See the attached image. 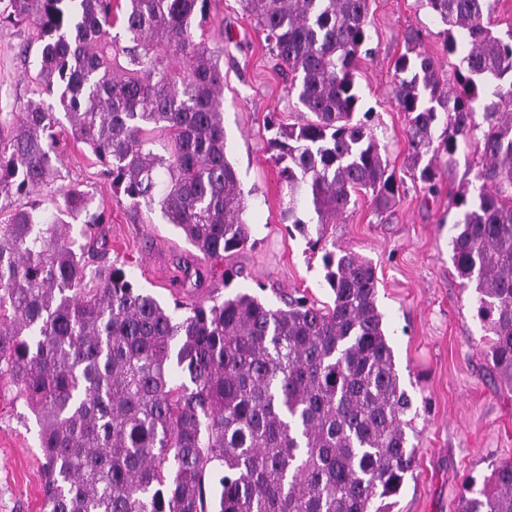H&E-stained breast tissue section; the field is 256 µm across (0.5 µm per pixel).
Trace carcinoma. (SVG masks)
<instances>
[{"label":"carcinoma","instance_id":"cac0c4a2","mask_svg":"<svg viewBox=\"0 0 512 512\" xmlns=\"http://www.w3.org/2000/svg\"><path fill=\"white\" fill-rule=\"evenodd\" d=\"M208 2L126 0L117 15L113 0H3L0 22L27 28L38 95L56 97L113 194L158 204L212 258L247 246L251 227L226 157L224 49L194 34ZM371 2L242 0L309 114L268 130L282 223L305 236L317 225L314 246L358 193L371 192L378 213L399 195L384 147L355 119ZM494 2L425 0L461 66L446 87L408 32L395 100L425 183L439 151L449 164L481 132V186L452 198L463 220L451 247L492 333L486 355L512 391V26L493 30ZM59 127L42 99L0 121L1 195L29 197L54 177ZM151 133L168 155L153 152ZM62 200L84 217L82 243L36 201L0 224V384L19 389L38 426L41 512H390L417 450L371 262L325 249L330 304L303 296L274 308L237 292L177 316L123 268L89 264L106 251L97 229L110 215L78 189ZM458 512H512V461Z\"/></svg>","mask_w":512,"mask_h":512}]
</instances>
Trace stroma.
Returning a JSON list of instances; mask_svg holds the SVG:
<instances>
[{"mask_svg": "<svg viewBox=\"0 0 512 512\" xmlns=\"http://www.w3.org/2000/svg\"><path fill=\"white\" fill-rule=\"evenodd\" d=\"M413 28L421 31V50L435 59L441 80L453 79L460 63L459 56L448 55L444 27L423 0H372V54L358 62L355 85L360 109L402 181L400 197L381 216L370 197H359L343 221L326 226L324 239L375 267L377 305L416 412L410 433L418 446L416 466L392 512H457L460 498L478 490L493 466L512 461V391L489 368L490 336L476 316L472 289L455 270L450 246L462 212L449 197L473 180L482 146L471 140L460 145L453 166L437 162L432 192L407 160L408 122L394 99V76L405 34ZM203 34L224 47L227 157L247 196L249 244L219 259L203 256L164 222L159 209L114 196L95 156L71 140L58 175L38 195L41 206L61 208L64 186L87 192L112 215L103 227L107 260L167 305L201 300L215 290L246 291L272 306L301 294L331 302L322 250L310 249L306 237L288 233L281 222L283 191L268 145V120H301L297 99L241 0H210ZM25 39L19 28L0 25L2 114L21 112L37 96L36 55L21 52ZM185 262L203 273L199 289L177 285L178 266ZM28 413L16 387H0V512H39L41 505V455L35 429L23 424Z\"/></svg>", "mask_w": 512, "mask_h": 512, "instance_id": "obj_1", "label": "stroma"}]
</instances>
